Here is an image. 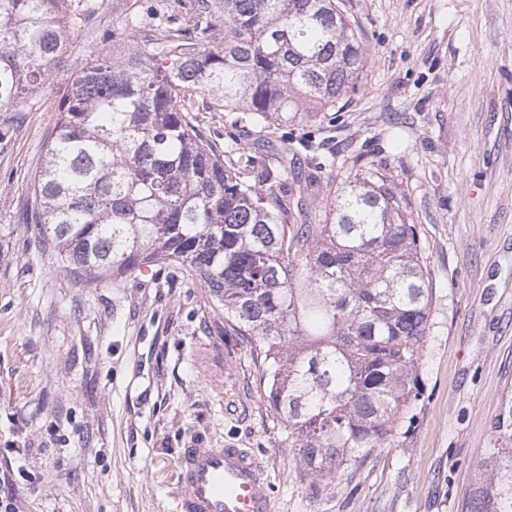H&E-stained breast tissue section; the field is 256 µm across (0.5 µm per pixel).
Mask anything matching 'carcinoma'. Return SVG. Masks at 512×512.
<instances>
[{
	"label": "carcinoma",
	"mask_w": 512,
	"mask_h": 512,
	"mask_svg": "<svg viewBox=\"0 0 512 512\" xmlns=\"http://www.w3.org/2000/svg\"><path fill=\"white\" fill-rule=\"evenodd\" d=\"M224 47L211 49L216 22ZM67 0H0V109L36 91L68 46ZM368 56L338 0H195L190 29L100 49L59 97L34 223L94 282L176 263L224 308L304 471L331 478L393 436L422 394L434 291L388 177L368 164L326 224H299L288 182L245 177L194 124L196 97L268 129L358 90ZM461 512H512V448H492Z\"/></svg>",
	"instance_id": "carcinoma-1"
}]
</instances>
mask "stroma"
<instances>
[{
	"instance_id": "stroma-1",
	"label": "stroma",
	"mask_w": 512,
	"mask_h": 512,
	"mask_svg": "<svg viewBox=\"0 0 512 512\" xmlns=\"http://www.w3.org/2000/svg\"><path fill=\"white\" fill-rule=\"evenodd\" d=\"M139 6L68 0L62 63L0 110V474L17 512H179L196 444L250 450L272 512H459L486 451L512 446V0H342L368 64L311 126L265 135L198 98L195 125L239 146L225 165L285 167L320 219L350 173L381 165L419 234L434 288L423 395L390 444L331 479L304 475L203 282L172 263L85 282L23 220L60 88ZM310 135L316 155L292 154Z\"/></svg>"
}]
</instances>
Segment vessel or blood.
<instances>
[{"label":"vessel or blood","instance_id":"obj_1","mask_svg":"<svg viewBox=\"0 0 512 512\" xmlns=\"http://www.w3.org/2000/svg\"><path fill=\"white\" fill-rule=\"evenodd\" d=\"M178 481L179 512H269L270 478L246 449H183Z\"/></svg>","mask_w":512,"mask_h":512}]
</instances>
